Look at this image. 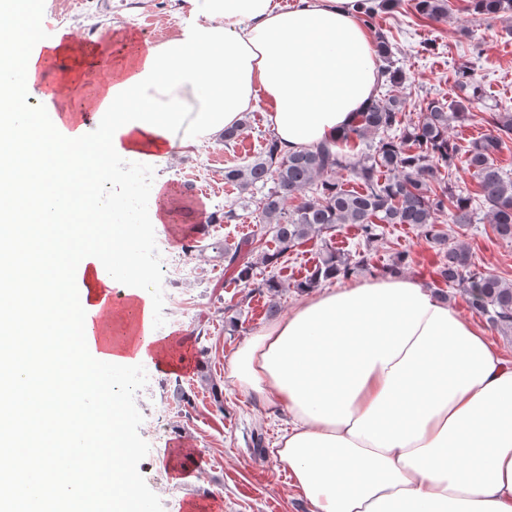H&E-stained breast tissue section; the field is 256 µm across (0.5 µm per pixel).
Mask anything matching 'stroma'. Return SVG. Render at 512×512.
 Returning a JSON list of instances; mask_svg holds the SVG:
<instances>
[{
	"label": "stroma",
	"mask_w": 512,
	"mask_h": 512,
	"mask_svg": "<svg viewBox=\"0 0 512 512\" xmlns=\"http://www.w3.org/2000/svg\"><path fill=\"white\" fill-rule=\"evenodd\" d=\"M400 9L381 14L377 22L392 35V60L408 80L402 90L406 115L415 118L430 100L455 97L454 73L466 69L486 91L487 102L512 106V32L499 19L481 20L468 13L464 0H451L448 18L433 22L419 15L416 0H401ZM190 22L182 0H82L68 9L63 0H45L43 27L49 34L65 29L87 53L103 46L113 25L134 29L141 39L157 43L182 31ZM249 128L235 147L206 142L188 155L156 159L155 183L179 200L169 224L156 228L157 246L176 261H188L190 278L168 282L173 293L171 313L160 336L183 339L190 362L175 375L149 373L153 391L147 403L156 419H144L139 433L149 444L138 469L152 491L161 495L163 512H311L297 497L290 472L275 454L288 430V417L272 413L238 388L225 372L227 358L261 326L281 318L300 302L296 287L319 263L323 239L359 256L355 279L378 276L399 255L407 260L401 272L426 287L482 328L501 355L512 360V336H506L474 315L458 290L435 281L432 271L441 259L421 228L387 224L377 240L366 241L351 225L310 237L292 247L277 266L258 267L259 278L275 277L279 292L257 291L234 281L224 262L212 250L193 248L200 214L217 215L210 239L229 244L253 235L258 252L278 244L271 229L255 224L251 215L228 224L221 215L238 202L234 186L224 181V169L263 151L272 134L268 108L249 112ZM474 264L512 282V242L499 239L489 223L462 231ZM208 335L197 343L196 328ZM183 398H176V391Z\"/></svg>",
	"instance_id": "stroma-1"
}]
</instances>
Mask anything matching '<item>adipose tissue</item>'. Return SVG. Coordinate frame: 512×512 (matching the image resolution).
Here are the masks:
<instances>
[{
  "mask_svg": "<svg viewBox=\"0 0 512 512\" xmlns=\"http://www.w3.org/2000/svg\"><path fill=\"white\" fill-rule=\"evenodd\" d=\"M205 27L239 33L255 52L250 104L265 102L281 154L336 143L375 95L381 71L356 0H183ZM128 48L107 87L63 119L101 106L145 69ZM124 151L181 153L142 127ZM228 375L291 424L276 453L312 512H512V361L420 282L377 276L303 298L257 330Z\"/></svg>",
  "mask_w": 512,
  "mask_h": 512,
  "instance_id": "1",
  "label": "adipose tissue"
}]
</instances>
